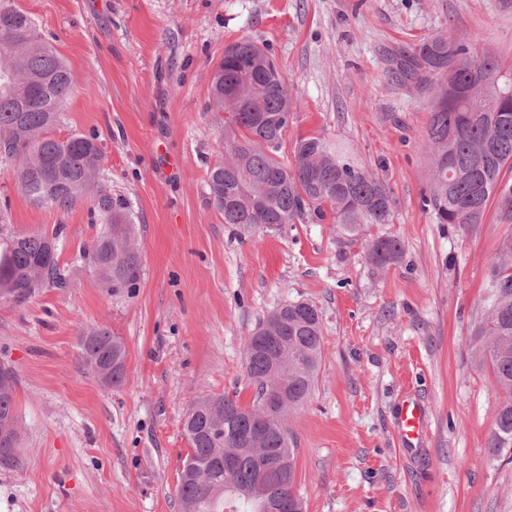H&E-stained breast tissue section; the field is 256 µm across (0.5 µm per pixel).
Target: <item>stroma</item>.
<instances>
[{
	"mask_svg": "<svg viewBox=\"0 0 512 512\" xmlns=\"http://www.w3.org/2000/svg\"><path fill=\"white\" fill-rule=\"evenodd\" d=\"M68 64L58 137L97 135L101 183L130 200L142 274L112 295L82 260L101 229L89 198L38 206L0 160V205L20 233L56 240L71 286L0 304V365L16 375L23 452L0 464V512H181L183 419L200 392L251 406L244 349L287 302L321 316V368L287 427L305 512H512V456L487 440L499 401L469 339L490 258L512 223H437L423 133L432 99L393 57L442 34L512 67V0H10ZM266 45L293 95L280 156L320 134L346 144L393 192L403 254L379 272L362 245L339 257L331 224L282 231L224 223L208 201L224 116L207 109L225 44ZM106 324L126 378L83 365L84 330ZM429 415L423 449L396 441L404 396Z\"/></svg>",
	"mask_w": 512,
	"mask_h": 512,
	"instance_id": "1",
	"label": "stroma"
}]
</instances>
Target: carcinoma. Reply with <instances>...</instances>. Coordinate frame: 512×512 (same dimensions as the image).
<instances>
[{"label":"carcinoma","mask_w":512,"mask_h":512,"mask_svg":"<svg viewBox=\"0 0 512 512\" xmlns=\"http://www.w3.org/2000/svg\"><path fill=\"white\" fill-rule=\"evenodd\" d=\"M411 79L433 78L425 89L434 109L424 132L432 150L426 199L437 223L473 226L490 201L512 220V186L501 183L512 167V71L489 52L474 55L443 34L423 42L397 64ZM71 87V72L32 16L0 0V154L14 163L22 194L36 205L67 207L88 194L104 224L83 257L114 294L131 293L142 274L141 251L127 200L98 182L103 152L95 135H51ZM210 112H223L224 161L208 170L210 202L226 224L280 230L307 219H333L338 242L350 248L371 224L390 223L389 185L369 174L345 145L321 135L297 140L291 165L279 160L283 131L275 120L292 112V97L265 47L250 38L224 46L214 68ZM367 259L377 270L398 262L399 239H367ZM69 286L55 244L39 233L15 232L0 212V302L21 306L45 288ZM84 364L119 387L126 376V346L107 325L80 336ZM476 366L491 373L501 399L488 437L492 455L512 454V233L488 265L485 306L470 339ZM323 332L317 308L304 301L282 305L260 323L244 353V369L256 387L254 403L199 393L183 420L191 452L179 472L183 512H264L262 489L295 491L296 449L287 416L310 397L322 363ZM283 380V403L262 397L268 383ZM19 421L15 376L0 368V463L17 460Z\"/></svg>","instance_id":"obj_1"}]
</instances>
